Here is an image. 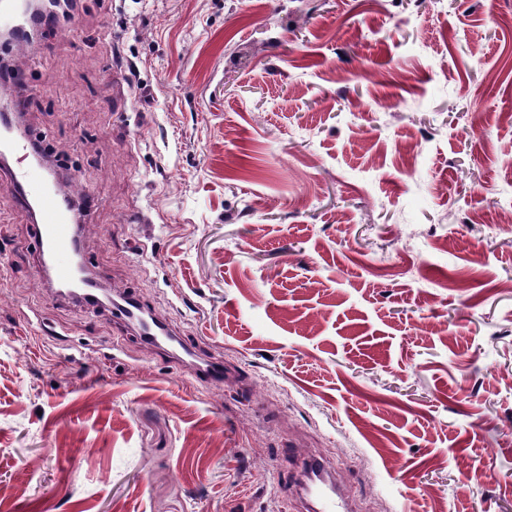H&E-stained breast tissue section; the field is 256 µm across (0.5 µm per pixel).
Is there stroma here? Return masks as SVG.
Segmentation results:
<instances>
[{"label":"stroma","instance_id":"obj_1","mask_svg":"<svg viewBox=\"0 0 512 512\" xmlns=\"http://www.w3.org/2000/svg\"><path fill=\"white\" fill-rule=\"evenodd\" d=\"M10 96L83 252L0 177V512H512V0H76ZM222 359V381L193 362ZM122 298L126 302V308L119 312L122 318H126L128 320H137L139 321L142 328V335L148 337V342L151 344H157L156 336H167L171 341H173L175 346L179 345L186 353H189L187 346L179 340V337L176 333L166 324L158 321L153 316L151 324L143 317L146 313L145 307L135 298L130 295H121ZM314 474V477L311 474ZM303 475L309 480L307 493L311 496V509L316 512H344L346 503L336 491L335 483L327 479L325 464L318 458H309Z\"/></svg>","mask_w":512,"mask_h":512}]
</instances>
